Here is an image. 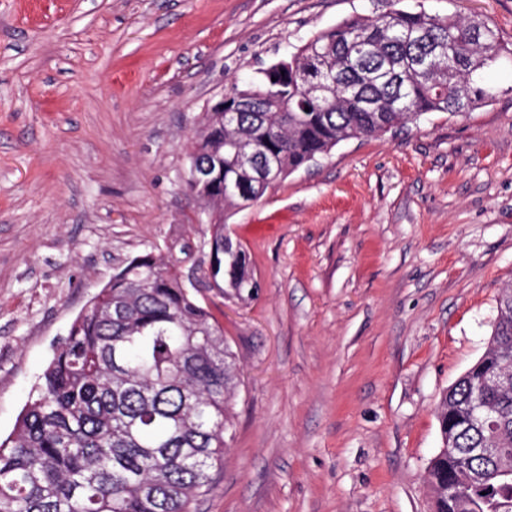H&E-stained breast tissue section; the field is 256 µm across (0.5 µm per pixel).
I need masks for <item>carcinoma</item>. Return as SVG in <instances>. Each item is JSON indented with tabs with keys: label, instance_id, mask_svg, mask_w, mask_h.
Masks as SVG:
<instances>
[{
	"label": "carcinoma",
	"instance_id": "obj_1",
	"mask_svg": "<svg viewBox=\"0 0 512 512\" xmlns=\"http://www.w3.org/2000/svg\"><path fill=\"white\" fill-rule=\"evenodd\" d=\"M506 54L484 18L392 8L342 20L288 69L227 92L246 110L206 113L188 156L215 176L209 237L128 258L76 317L0 440V512H193L223 463L239 385L224 327L198 294L258 288L245 248L225 234L238 156L262 166L274 155L286 177L350 139L466 113L492 97L482 74ZM498 307L483 355L438 404L446 447L426 478L435 512H512V286Z\"/></svg>",
	"mask_w": 512,
	"mask_h": 512
}]
</instances>
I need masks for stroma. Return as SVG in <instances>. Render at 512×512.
<instances>
[{
    "label": "stroma",
    "mask_w": 512,
    "mask_h": 512,
    "mask_svg": "<svg viewBox=\"0 0 512 512\" xmlns=\"http://www.w3.org/2000/svg\"><path fill=\"white\" fill-rule=\"evenodd\" d=\"M491 21L512 0H400ZM388 0H0V438L124 259L206 225L203 114ZM489 101L340 143L228 223L259 288L212 298L237 357L233 437L197 512H433L443 393L512 284V58Z\"/></svg>",
    "instance_id": "stroma-1"
}]
</instances>
